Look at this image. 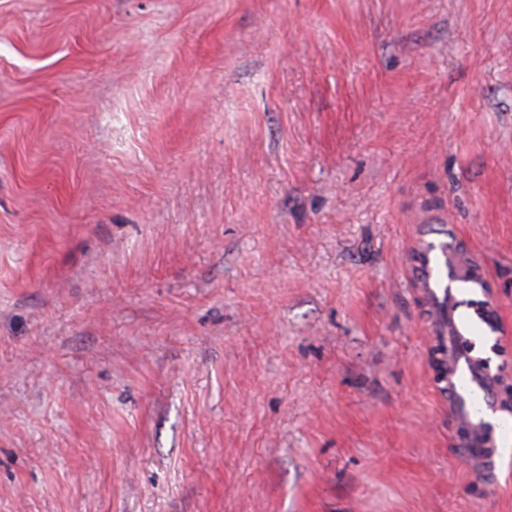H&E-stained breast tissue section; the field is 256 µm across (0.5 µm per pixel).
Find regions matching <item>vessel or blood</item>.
I'll list each match as a JSON object with an SVG mask.
<instances>
[{"label":"vessel or blood","mask_w":512,"mask_h":512,"mask_svg":"<svg viewBox=\"0 0 512 512\" xmlns=\"http://www.w3.org/2000/svg\"><path fill=\"white\" fill-rule=\"evenodd\" d=\"M450 254L447 239L420 235L414 248L413 275L438 323L441 343L450 361L448 392L452 411L457 421L467 424L460 453L489 478L496 472L499 449L506 440L484 420L486 411L500 405L499 380L497 374L474 360L468 348L470 337L482 331L484 322L472 313L462 296L464 286L473 278L450 262Z\"/></svg>","instance_id":"1"}]
</instances>
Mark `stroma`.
I'll list each match as a JSON object with an SVG mask.
<instances>
[{"mask_svg": "<svg viewBox=\"0 0 512 512\" xmlns=\"http://www.w3.org/2000/svg\"><path fill=\"white\" fill-rule=\"evenodd\" d=\"M430 213L512 384V0H0V512H512ZM428 236L422 234L417 239L412 273L426 296L433 319L438 321L441 343L450 361L448 392L452 412L458 423L467 422L468 431L458 445L459 451L489 479L496 472L500 460L498 447L504 448L508 422L501 426L498 437L486 425L485 412L500 408L499 380L497 374L473 359L467 346L469 337L481 332L485 322L475 310L477 317L469 309L462 288L478 282L450 262L452 249H448L446 238ZM470 391L477 412L468 414L461 408V399H468Z\"/></svg>", "mask_w": 512, "mask_h": 512, "instance_id": "stroma-1", "label": "stroma"}]
</instances>
